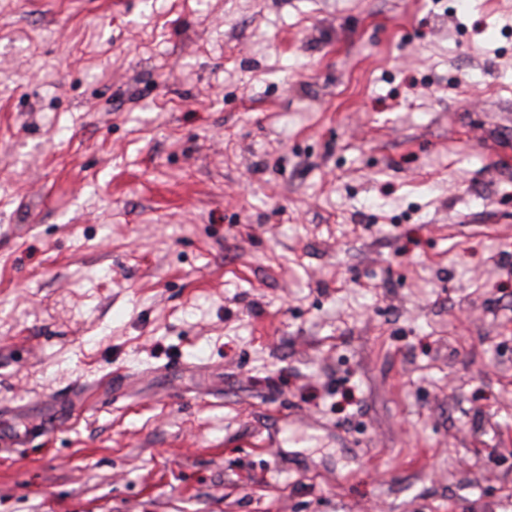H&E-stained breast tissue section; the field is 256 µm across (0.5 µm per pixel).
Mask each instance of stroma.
Instances as JSON below:
<instances>
[{"label":"stroma","mask_w":512,"mask_h":512,"mask_svg":"<svg viewBox=\"0 0 512 512\" xmlns=\"http://www.w3.org/2000/svg\"><path fill=\"white\" fill-rule=\"evenodd\" d=\"M0 512H512V0H0Z\"/></svg>","instance_id":"obj_1"}]
</instances>
